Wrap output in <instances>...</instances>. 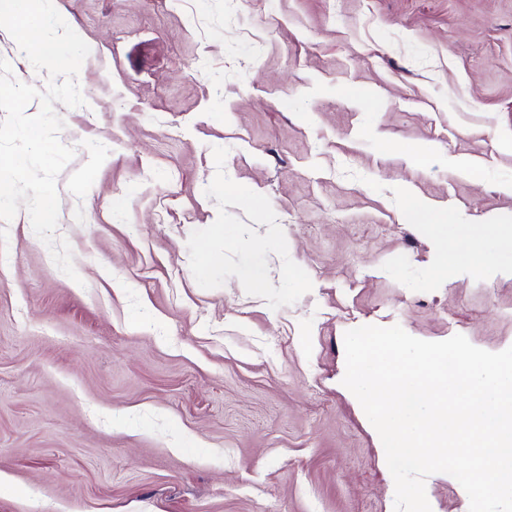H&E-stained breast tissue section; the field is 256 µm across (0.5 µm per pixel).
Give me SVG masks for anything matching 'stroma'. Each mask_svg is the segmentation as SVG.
<instances>
[{
  "instance_id": "obj_1",
  "label": "stroma",
  "mask_w": 512,
  "mask_h": 512,
  "mask_svg": "<svg viewBox=\"0 0 512 512\" xmlns=\"http://www.w3.org/2000/svg\"><path fill=\"white\" fill-rule=\"evenodd\" d=\"M55 7L90 47L55 106L78 277L0 221V512H394L343 338L512 347V272L439 271L408 204L512 218V0ZM0 58L45 88L2 29Z\"/></svg>"
}]
</instances>
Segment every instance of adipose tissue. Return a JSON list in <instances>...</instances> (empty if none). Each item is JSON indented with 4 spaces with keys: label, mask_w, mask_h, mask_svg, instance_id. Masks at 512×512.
Returning a JSON list of instances; mask_svg holds the SVG:
<instances>
[{
    "label": "adipose tissue",
    "mask_w": 512,
    "mask_h": 512,
    "mask_svg": "<svg viewBox=\"0 0 512 512\" xmlns=\"http://www.w3.org/2000/svg\"><path fill=\"white\" fill-rule=\"evenodd\" d=\"M411 211L416 214L421 223L433 226L435 232L440 236L454 234L455 238L464 243L465 248L462 251L443 252L440 259L441 267L453 266L462 259L471 258L489 259L493 256L494 249H506L512 251V225L498 224L494 227L493 239H486L482 225L479 224H460L456 229H449L448 219L444 216L432 214L427 204L419 199H413L409 202Z\"/></svg>",
    "instance_id": "adipose-tissue-1"
}]
</instances>
